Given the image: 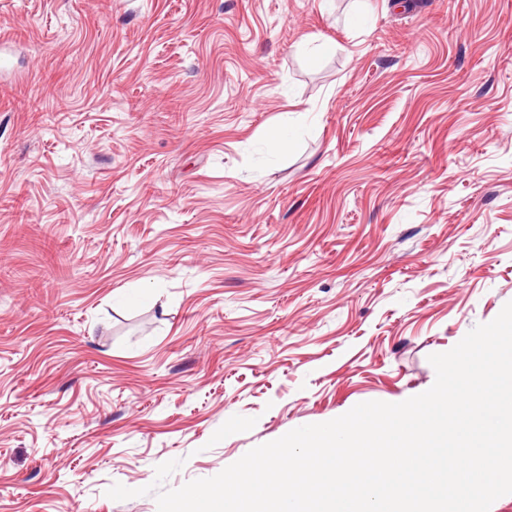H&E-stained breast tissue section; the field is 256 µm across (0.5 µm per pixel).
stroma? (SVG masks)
<instances>
[{
  "label": "stroma",
  "instance_id": "stroma-1",
  "mask_svg": "<svg viewBox=\"0 0 512 512\" xmlns=\"http://www.w3.org/2000/svg\"><path fill=\"white\" fill-rule=\"evenodd\" d=\"M510 301L512 0H0V512H158Z\"/></svg>",
  "mask_w": 512,
  "mask_h": 512
}]
</instances>
